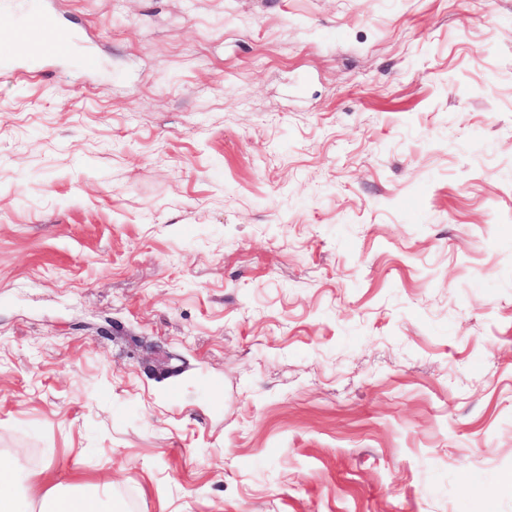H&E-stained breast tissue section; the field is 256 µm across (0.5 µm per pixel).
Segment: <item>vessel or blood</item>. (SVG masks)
<instances>
[{
  "label": "vessel or blood",
  "instance_id": "b4317fda",
  "mask_svg": "<svg viewBox=\"0 0 512 512\" xmlns=\"http://www.w3.org/2000/svg\"><path fill=\"white\" fill-rule=\"evenodd\" d=\"M80 57L85 68L96 65L93 55H78L77 36L60 26L42 0H29L28 17H17L0 27V67L14 68L16 60L67 61Z\"/></svg>",
  "mask_w": 512,
  "mask_h": 512
}]
</instances>
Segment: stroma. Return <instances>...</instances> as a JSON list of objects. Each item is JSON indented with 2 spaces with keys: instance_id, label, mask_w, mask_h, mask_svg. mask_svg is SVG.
Segmentation results:
<instances>
[{
  "instance_id": "1",
  "label": "stroma",
  "mask_w": 512,
  "mask_h": 512,
  "mask_svg": "<svg viewBox=\"0 0 512 512\" xmlns=\"http://www.w3.org/2000/svg\"><path fill=\"white\" fill-rule=\"evenodd\" d=\"M0 71V463L112 512H512V0H44ZM42 3V0L28 1V15L36 19L35 26L19 16L8 25L0 27V45L6 51L0 55L1 68L23 72L31 66L16 64L15 60L67 61L76 55V34L60 26Z\"/></svg>"
}]
</instances>
